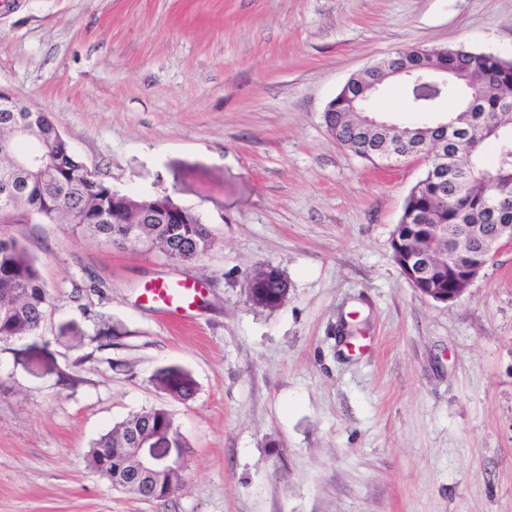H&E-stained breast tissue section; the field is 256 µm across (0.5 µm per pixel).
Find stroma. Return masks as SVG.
Wrapping results in <instances>:
<instances>
[{
    "label": "stroma",
    "mask_w": 512,
    "mask_h": 512,
    "mask_svg": "<svg viewBox=\"0 0 512 512\" xmlns=\"http://www.w3.org/2000/svg\"><path fill=\"white\" fill-rule=\"evenodd\" d=\"M415 45L512 61V0H0V89L215 239L179 263L0 221L51 294L39 332L0 345V512H512V249L458 300L422 296L392 238L425 162L372 165L323 121L349 77ZM370 109L419 118L397 81ZM267 262L289 284L275 310L245 291ZM181 278L203 288L184 326L143 298ZM169 366L191 400L154 385ZM154 407L190 444L164 501L87 459ZM155 385L171 398L181 401L191 399L195 393V383L191 376L178 367L159 370L154 376Z\"/></svg>",
    "instance_id": "35a3bbf8"
}]
</instances>
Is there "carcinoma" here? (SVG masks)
I'll list each match as a JSON object with an SVG mask.
<instances>
[{
  "label": "carcinoma",
  "instance_id": "cac0c4a2",
  "mask_svg": "<svg viewBox=\"0 0 512 512\" xmlns=\"http://www.w3.org/2000/svg\"><path fill=\"white\" fill-rule=\"evenodd\" d=\"M448 92L441 94L432 109L444 99H454L456 111L443 112L435 122H446L461 129L456 148L460 168L448 170L440 178L425 176L412 188L405 208L421 216V223L430 230L395 228L398 239L409 238L417 247L436 251V231L448 229V249L473 251L494 238L499 225L512 224L511 210H491L488 205L501 197H512V112L503 111L512 99V62L498 56L458 47L448 50ZM477 74L483 83L476 93L474 111H466L470 94L461 92L469 76ZM333 136L360 158L374 163L386 159L389 144L404 138L420 145L424 155L448 148L437 141L431 131L433 123L420 121L403 127H379L368 133L369 140L381 151H365L359 143L357 124L361 116L350 103L337 97L323 115ZM34 137L40 139L46 160L56 171L50 181L33 178L26 193L18 198L0 199V215L19 212V218L50 219L66 210L74 213L79 230L93 238L106 240L120 247L141 246L156 249L167 257L174 251L189 262L200 259L213 245L211 230L198 213L187 210L182 224H170L154 201L158 196L141 198L144 207L157 213L148 224L125 223L126 215L112 209V184L98 180L72 152L60 135L50 113L34 112L29 116ZM30 150V141L8 140L0 134V170L9 168L13 160ZM288 281L282 278L264 281L270 300L287 292ZM0 343H9L33 334L41 328L50 295L37 261L26 247L13 239L0 238ZM155 385L171 398L191 399L195 383L178 367L159 370ZM170 421L169 411L158 407L135 413L115 425L92 446L88 459L92 468L104 473L102 464L110 458L113 448L130 447L133 438L157 424Z\"/></svg>",
  "mask_w": 512,
  "mask_h": 512
}]
</instances>
